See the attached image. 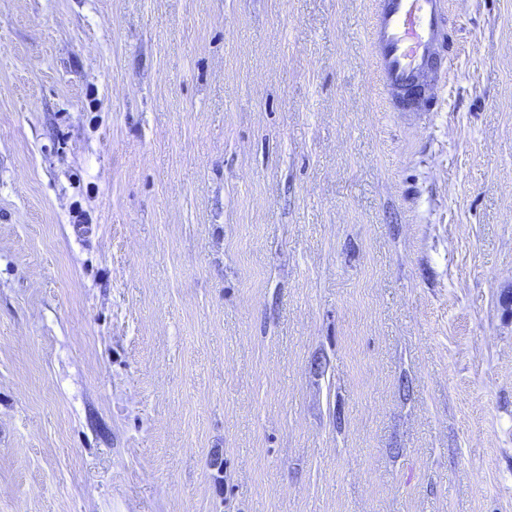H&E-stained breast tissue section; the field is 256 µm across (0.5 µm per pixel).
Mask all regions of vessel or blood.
I'll use <instances>...</instances> for the list:
<instances>
[{
    "instance_id": "obj_1",
    "label": "vessel or blood",
    "mask_w": 512,
    "mask_h": 512,
    "mask_svg": "<svg viewBox=\"0 0 512 512\" xmlns=\"http://www.w3.org/2000/svg\"><path fill=\"white\" fill-rule=\"evenodd\" d=\"M449 0H375L370 24L378 79L392 111L432 108V72L454 41Z\"/></svg>"
}]
</instances>
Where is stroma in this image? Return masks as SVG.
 <instances>
[{
	"label": "stroma",
	"mask_w": 512,
	"mask_h": 512,
	"mask_svg": "<svg viewBox=\"0 0 512 512\" xmlns=\"http://www.w3.org/2000/svg\"><path fill=\"white\" fill-rule=\"evenodd\" d=\"M373 9L0 0V512H512V0ZM448 0H376L370 24L378 79L392 112H413L422 101L426 111L433 97L427 86L437 61L447 51L453 60Z\"/></svg>",
	"instance_id": "stroma-1"
}]
</instances>
